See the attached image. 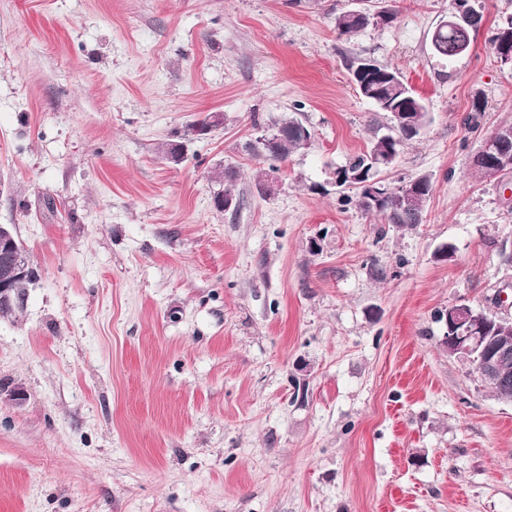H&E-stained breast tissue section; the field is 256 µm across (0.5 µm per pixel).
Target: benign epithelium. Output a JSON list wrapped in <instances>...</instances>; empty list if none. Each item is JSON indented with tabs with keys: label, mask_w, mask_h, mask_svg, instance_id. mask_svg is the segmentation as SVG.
<instances>
[{
	"label": "benign epithelium",
	"mask_w": 512,
	"mask_h": 512,
	"mask_svg": "<svg viewBox=\"0 0 512 512\" xmlns=\"http://www.w3.org/2000/svg\"><path fill=\"white\" fill-rule=\"evenodd\" d=\"M512 142L506 134L499 150L481 145L472 157V165L489 168L488 178L496 179L498 167L512 166V151L505 150ZM12 225L0 224V254L11 258L10 276L28 279L33 276L27 260L12 253ZM21 296L12 282L0 279V318L8 317L20 305ZM448 328L443 338L448 356L469 364L480 385L499 401L512 403V386L505 369L512 363V319L468 304H454L441 314Z\"/></svg>",
	"instance_id": "benign-epithelium-1"
}]
</instances>
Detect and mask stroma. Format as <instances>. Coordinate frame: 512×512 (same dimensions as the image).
Segmentation results:
<instances>
[{"label": "stroma", "instance_id": "1", "mask_svg": "<svg viewBox=\"0 0 512 512\" xmlns=\"http://www.w3.org/2000/svg\"><path fill=\"white\" fill-rule=\"evenodd\" d=\"M482 2L444 60L448 0H371L395 20L350 39L333 17L352 0H0V224L38 271L0 319V391L26 392L0 400V512H512V404L435 319L512 311V176L472 168L512 124L489 45L512 0ZM357 54L432 116L386 175L431 177L417 226L328 187L387 123L350 83ZM284 116L311 147L252 156ZM222 167L233 213L212 206ZM463 2L469 7V15L472 23L466 27H457L466 18L463 9L457 6L448 12V18L438 25L431 38V50L435 56L442 59L455 58L462 44L468 47L472 44V38L481 28L483 23L482 5L480 0H465ZM456 26V27H448ZM212 179L218 186V189L214 191L213 201L218 200L224 196H230L234 200V205L231 209L236 211L240 205V197L239 194L236 193V172L231 168H225L224 176L219 175L212 177Z\"/></svg>", "mask_w": 512, "mask_h": 512}]
</instances>
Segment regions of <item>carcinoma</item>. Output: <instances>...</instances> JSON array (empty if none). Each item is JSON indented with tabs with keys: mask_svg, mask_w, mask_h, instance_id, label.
Returning a JSON list of instances; mask_svg holds the SVG:
<instances>
[{
	"mask_svg": "<svg viewBox=\"0 0 512 512\" xmlns=\"http://www.w3.org/2000/svg\"><path fill=\"white\" fill-rule=\"evenodd\" d=\"M469 7L472 23L466 27H448L440 25L431 38V50L442 58L458 56L461 45H471L472 38L481 28L483 13L481 0H464ZM395 19V14L386 8L370 13L353 16L342 11L334 17L336 32L346 38L357 35L369 26L387 25ZM491 50L499 56L505 49L512 50V16L497 25L490 39ZM350 82L356 92L369 101L378 112L387 115L389 125L387 133L374 135L366 150L354 155L348 161L336 167L334 174L350 172L356 179L343 182L345 190L342 198L347 202H356L363 211L374 214L387 224L399 227H413L421 222L424 203L432 195L434 184L427 175L413 178L396 189L390 188L381 178V173L393 168L399 157V148L405 141L420 137L431 123L430 112L424 101L413 91L411 86L397 69L378 62H372V68H365V58L355 57L348 67ZM312 137L311 131L295 117H282L268 127V134L262 135L251 144L253 153L267 160L283 162L293 154L304 149V139ZM218 186L213 199L232 197L237 210L240 205L236 193V172L224 169V175L213 178ZM374 183L379 196L373 197L367 184ZM414 197L413 211L401 209L400 197L405 192Z\"/></svg>",
	"mask_w": 512,
	"mask_h": 512,
	"instance_id": "carcinoma-1",
	"label": "carcinoma"
}]
</instances>
